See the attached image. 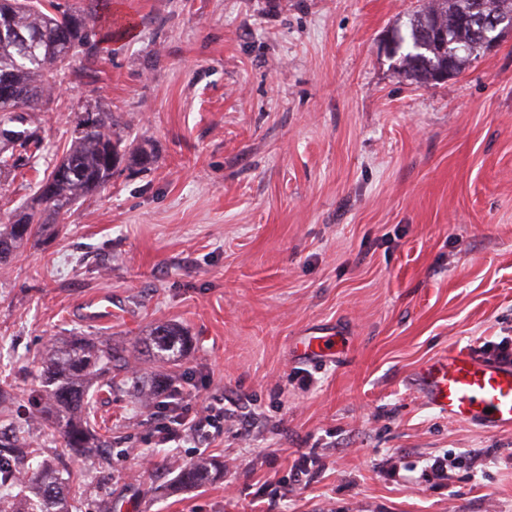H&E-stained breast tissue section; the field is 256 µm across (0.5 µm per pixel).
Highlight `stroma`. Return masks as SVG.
<instances>
[{
    "instance_id": "35a3bbf8",
    "label": "stroma",
    "mask_w": 512,
    "mask_h": 512,
    "mask_svg": "<svg viewBox=\"0 0 512 512\" xmlns=\"http://www.w3.org/2000/svg\"><path fill=\"white\" fill-rule=\"evenodd\" d=\"M96 10L94 52L29 126L46 151L0 181V224L33 194L79 112L103 108L149 164L0 266V382L79 512H512V431L425 403L449 346L512 341V34L458 75L411 83L383 51L416 0H59ZM112 298V320L87 299ZM192 410L224 400L209 447L159 444L157 404L102 395L112 446L85 470L34 417L40 357L75 333L138 351ZM327 358L301 356L303 338ZM223 461L197 486L175 462ZM189 343V337L176 325H158L150 333L146 357L153 363L177 365L187 355Z\"/></svg>"
}]
</instances>
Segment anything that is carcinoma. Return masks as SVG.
Returning <instances> with one entry per match:
<instances>
[{
  "label": "carcinoma",
  "mask_w": 512,
  "mask_h": 512,
  "mask_svg": "<svg viewBox=\"0 0 512 512\" xmlns=\"http://www.w3.org/2000/svg\"><path fill=\"white\" fill-rule=\"evenodd\" d=\"M474 0H418L417 7L393 36L396 68L417 83L437 82L445 73H460L472 56L487 51L486 41L472 23ZM485 11L512 20V0H484ZM0 26L38 35L25 45L0 36V82L12 87L0 97V178L16 176L28 161L44 149L36 132L26 128L28 113L53 96L68 79L78 50L93 47L95 28L90 15L80 9H63L39 0H0ZM446 33L461 51L450 55L433 38ZM112 113L99 109L78 116L70 145L51 171L37 184L31 203L0 225V264L9 263L31 238H49L59 232L57 218L82 200L105 189L119 164L127 159L142 165L149 154L126 143L117 132ZM189 337L172 324L154 327L146 350L148 359L177 365L189 350ZM46 402L40 410L43 422L56 427L76 458L98 452L92 438L91 419L97 397L124 385L134 394L147 390L149 379L129 372V356L90 336H71L41 361L38 368ZM32 447L25 427L5 413L0 417V512H72L76 496L72 484L49 466L20 472ZM219 466L200 460L180 468L186 485L213 478Z\"/></svg>",
  "instance_id": "cac0c4a2"
}]
</instances>
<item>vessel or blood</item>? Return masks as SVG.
Segmentation results:
<instances>
[{"instance_id":"obj_1","label":"vessel or blood","mask_w":512,"mask_h":512,"mask_svg":"<svg viewBox=\"0 0 512 512\" xmlns=\"http://www.w3.org/2000/svg\"><path fill=\"white\" fill-rule=\"evenodd\" d=\"M419 386L425 402L448 419L489 433L512 430L511 365L452 346L421 367Z\"/></svg>"}]
</instances>
